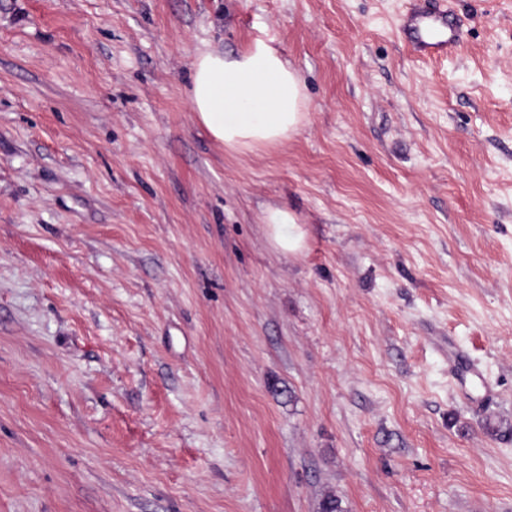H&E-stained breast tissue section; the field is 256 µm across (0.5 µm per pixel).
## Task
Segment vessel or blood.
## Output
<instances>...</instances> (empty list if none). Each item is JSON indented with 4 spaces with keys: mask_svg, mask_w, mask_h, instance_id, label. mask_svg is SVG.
Masks as SVG:
<instances>
[{
    "mask_svg": "<svg viewBox=\"0 0 512 512\" xmlns=\"http://www.w3.org/2000/svg\"><path fill=\"white\" fill-rule=\"evenodd\" d=\"M447 0H437L436 6L423 5L415 0L405 15L401 29L406 44L422 57H438L447 54L457 44L458 29L446 7Z\"/></svg>",
    "mask_w": 512,
    "mask_h": 512,
    "instance_id": "obj_1",
    "label": "vessel or blood"
}]
</instances>
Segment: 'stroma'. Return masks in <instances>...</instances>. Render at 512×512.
Masks as SVG:
<instances>
[{"instance_id": "35a3bbf8", "label": "stroma", "mask_w": 512, "mask_h": 512, "mask_svg": "<svg viewBox=\"0 0 512 512\" xmlns=\"http://www.w3.org/2000/svg\"><path fill=\"white\" fill-rule=\"evenodd\" d=\"M410 6L0 0V512H512V0ZM257 40L306 121L237 153ZM415 1L401 25L406 44L422 57L447 54L459 39L456 23L448 11L447 0H436L438 7H427L418 2L421 0ZM189 99L207 134L233 152L281 145L305 120L299 72L260 40L236 55L197 54ZM268 240L275 251L284 256H297L307 245V230L296 217L283 209H271L265 216Z\"/></svg>"}]
</instances>
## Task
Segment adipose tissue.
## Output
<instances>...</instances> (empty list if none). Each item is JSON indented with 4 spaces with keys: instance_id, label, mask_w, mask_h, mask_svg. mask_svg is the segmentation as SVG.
Returning <instances> with one entry per match:
<instances>
[{
    "instance_id": "obj_1",
    "label": "adipose tissue",
    "mask_w": 512,
    "mask_h": 512,
    "mask_svg": "<svg viewBox=\"0 0 512 512\" xmlns=\"http://www.w3.org/2000/svg\"><path fill=\"white\" fill-rule=\"evenodd\" d=\"M189 99L207 134L233 152L281 145L298 134L305 120L299 72L260 40L235 55L197 54ZM265 227L278 253L296 256L304 251L307 231L292 213L269 210Z\"/></svg>"
}]
</instances>
